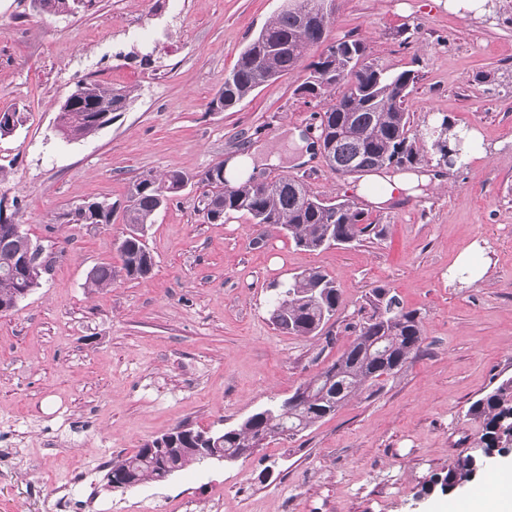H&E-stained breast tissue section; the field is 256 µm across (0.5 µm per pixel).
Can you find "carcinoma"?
<instances>
[{
  "label": "carcinoma",
  "mask_w": 512,
  "mask_h": 512,
  "mask_svg": "<svg viewBox=\"0 0 512 512\" xmlns=\"http://www.w3.org/2000/svg\"><path fill=\"white\" fill-rule=\"evenodd\" d=\"M50 14L71 13L92 0H41ZM317 0H294L274 16L241 51L236 64L224 77V85L208 104V110L224 112L237 106L260 87L274 82L297 68L311 47L327 39L330 21L320 19L306 26L302 14L312 12ZM367 47L361 40H339L328 46L307 66L309 75L299 87L304 94L318 97L336 87L340 96L320 118V136L331 143L338 164L354 173L383 169L408 170L426 161L427 154L441 160L448 157V146L430 142L419 145L422 137L413 130L405 101L418 79L413 70L391 73L368 61ZM131 91L113 88L97 81H82L58 107L57 130L67 141L97 133L103 125L94 119L98 112H121ZM192 177L181 171L158 180L150 175L135 181L124 207L127 232L119 251L122 270L129 279H141L152 270L154 258L145 240V231L154 215L167 205L173 194L183 190ZM297 179L282 175L268 182V191L254 188L248 179L230 185L220 162L199 175L205 188L198 208L210 222H222L233 213H242L255 224H279L294 244L306 251H317L336 244L377 239L384 228L365 218L353 200L320 198L307 188H298ZM112 208L101 211H69L68 224H110ZM32 243L27 233L10 234V224L0 219V308L8 312L15 299L38 283L16 271L19 252ZM115 272L112 265L93 268L88 287L107 288ZM341 306L339 290L325 273L309 269L296 275L277 293L271 317L286 333L316 335L336 315ZM367 314L352 325L355 339L336 361L304 383L287 399L274 402L241 423L219 432L222 441L211 449V460L219 461L242 448H258L276 436L293 437L365 390H371L381 377L397 374L410 359L423 351L425 337L416 312L400 305L395 296L377 288L366 301ZM467 415L479 422L481 451L504 457L512 453V377L502 379L482 397L473 401ZM190 435L165 449L145 444L129 456H118L107 465L106 487L121 476L141 483L163 482L172 474L193 464H203L198 448L203 436L214 431L189 428ZM478 454H467L448 467L442 477H434L422 487L429 494L435 487L451 492L473 482L483 472Z\"/></svg>",
  "instance_id": "carcinoma-1"
}]
</instances>
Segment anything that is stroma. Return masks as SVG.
<instances>
[{
	"label": "stroma",
	"instance_id": "1",
	"mask_svg": "<svg viewBox=\"0 0 512 512\" xmlns=\"http://www.w3.org/2000/svg\"><path fill=\"white\" fill-rule=\"evenodd\" d=\"M288 0H94L69 15L0 0V215L54 253L39 288L0 315V512H444L467 495L421 492L471 453L467 410L512 376V0L496 19L435 0H335L328 41L360 39L378 67L412 69L413 126L477 130L481 155L428 168L436 187L378 208L321 153L292 163L293 133L317 140L326 98L298 67L236 108L212 112L248 41ZM81 80L128 87L112 123L67 141L57 109ZM263 146L313 194L357 201L381 238L306 252L280 227L235 214L210 223L188 185L154 218V267L126 278L124 203L141 176L198 175ZM87 199L111 223L66 224ZM112 265L110 287L86 281ZM328 274L342 305L318 336L282 332L272 300L303 270ZM389 289L421 320L426 349L294 438L163 482L106 488L105 465L187 424L221 429L290 396L354 339L358 310Z\"/></svg>",
	"mask_w": 512,
	"mask_h": 512
}]
</instances>
